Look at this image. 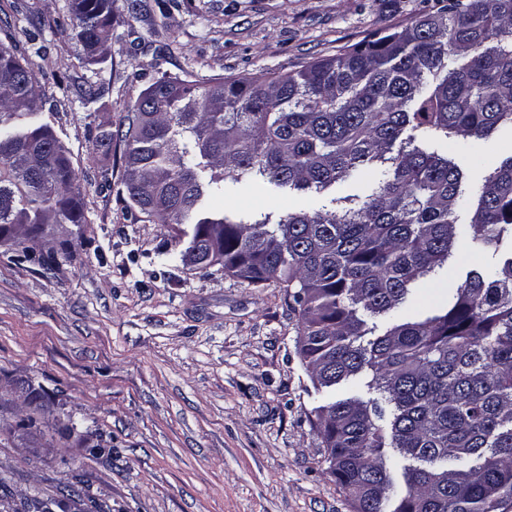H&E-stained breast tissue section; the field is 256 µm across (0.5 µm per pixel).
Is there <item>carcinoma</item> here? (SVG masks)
<instances>
[{"mask_svg":"<svg viewBox=\"0 0 512 512\" xmlns=\"http://www.w3.org/2000/svg\"><path fill=\"white\" fill-rule=\"evenodd\" d=\"M114 0H74L85 47L104 45ZM45 97L33 68L0 42V239L19 224H80L68 151L32 119ZM96 142L123 146L132 216L190 224L196 269L276 281L299 306L313 382L357 395L322 407L328 467L354 512H512V253L472 270L447 306L409 319L415 283L448 266L459 239L478 254L512 242V153L484 166L481 142L512 132V0H448L436 13L285 74L163 75ZM444 143L447 152H439ZM485 167L478 187L451 157ZM385 166L355 207L250 222L224 214L226 181L320 193ZM471 213L460 223V211ZM37 258V257H35ZM37 262L50 266L51 256ZM389 316L383 333L369 319ZM59 495L89 496L77 472Z\"/></svg>","mask_w":512,"mask_h":512,"instance_id":"cac0c4a2","label":"carcinoma"}]
</instances>
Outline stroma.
Returning a JSON list of instances; mask_svg holds the SVG:
<instances>
[{
  "instance_id": "obj_1",
  "label": "stroma",
  "mask_w": 512,
  "mask_h": 512,
  "mask_svg": "<svg viewBox=\"0 0 512 512\" xmlns=\"http://www.w3.org/2000/svg\"><path fill=\"white\" fill-rule=\"evenodd\" d=\"M72 0H0V39L30 62L46 96L39 122L68 148L84 221L18 259L0 241V480L52 494L87 475L112 512H354L327 471L315 388L298 350L286 288L178 259L174 224L133 221L121 151L96 146L156 78L287 73L436 11L437 0H115L106 54L86 62ZM101 89L97 102L81 94ZM321 193L226 185L227 215H283L329 204ZM457 243L447 289L421 283L424 316L469 271L500 263ZM46 407L34 413L24 395ZM112 441L97 455L98 437Z\"/></svg>"
}]
</instances>
